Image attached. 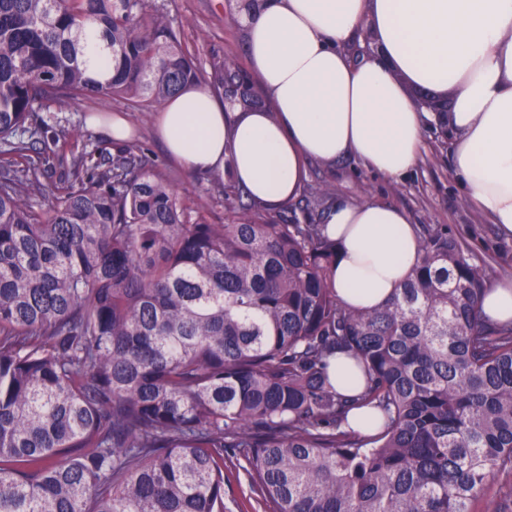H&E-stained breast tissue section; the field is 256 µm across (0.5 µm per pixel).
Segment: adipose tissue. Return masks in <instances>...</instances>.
I'll use <instances>...</instances> for the list:
<instances>
[{
  "mask_svg": "<svg viewBox=\"0 0 512 512\" xmlns=\"http://www.w3.org/2000/svg\"><path fill=\"white\" fill-rule=\"evenodd\" d=\"M247 68L269 104L252 112L211 86L182 87L155 118L166 156L196 176L230 174L259 205L295 199L308 165L353 158L398 181L417 166L446 100L451 165L473 206L512 237V0H241ZM368 40L370 53L347 47ZM330 279L348 305L384 303L419 264L405 210L337 197L323 215Z\"/></svg>",
  "mask_w": 512,
  "mask_h": 512,
  "instance_id": "obj_1",
  "label": "adipose tissue"
}]
</instances>
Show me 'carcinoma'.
I'll return each instance as SVG.
<instances>
[{"mask_svg": "<svg viewBox=\"0 0 512 512\" xmlns=\"http://www.w3.org/2000/svg\"><path fill=\"white\" fill-rule=\"evenodd\" d=\"M203 75L144 0H0V155L49 103L152 112ZM204 76L254 102L233 60ZM34 185V165L0 175V512H226V469L262 512H475L512 475V321L483 317V268L447 232L422 225L420 265L356 309L313 207L192 224L130 149L73 162L42 214ZM338 354L362 391L331 383Z\"/></svg>", "mask_w": 512, "mask_h": 512, "instance_id": "carcinoma-1", "label": "carcinoma"}]
</instances>
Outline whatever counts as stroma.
Returning a JSON list of instances; mask_svg holds the SVG:
<instances>
[{"mask_svg": "<svg viewBox=\"0 0 512 512\" xmlns=\"http://www.w3.org/2000/svg\"><path fill=\"white\" fill-rule=\"evenodd\" d=\"M146 5L164 9L183 47L201 70H209L213 61L226 57L245 65V39L235 20L238 0H146ZM93 112L127 119L132 130L129 148L174 187L192 221L221 224L235 216L240 202L225 199L224 179L193 176L166 159L154 136V113L132 109L119 98L94 97L50 104L48 132L38 138L30 152L42 171L39 186L24 196L35 211L49 209L72 161H81L84 170L91 171L107 164L119 151V144L89 128L87 117ZM424 143L416 169L400 183L387 182L348 158L333 166L311 163L305 190L311 193L322 188L333 196L343 194L356 201L372 199L400 206L412 224L445 229L477 259L489 260L488 280L512 276V238L502 236L496 225L471 206L453 177L450 135L429 127Z\"/></svg>", "mask_w": 512, "mask_h": 512, "instance_id": "stroma-1", "label": "stroma"}]
</instances>
